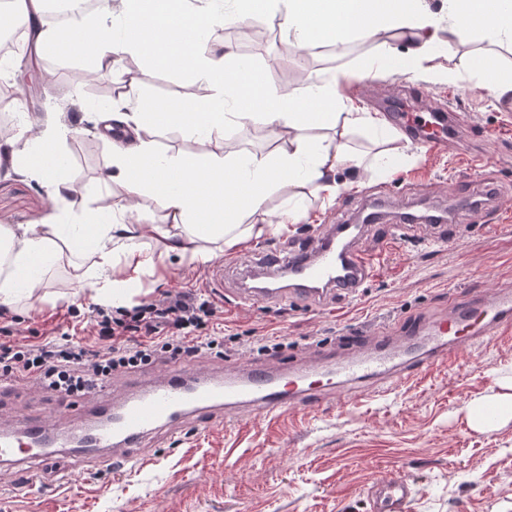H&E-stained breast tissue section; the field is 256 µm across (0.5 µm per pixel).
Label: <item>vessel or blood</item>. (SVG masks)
<instances>
[{
    "mask_svg": "<svg viewBox=\"0 0 512 512\" xmlns=\"http://www.w3.org/2000/svg\"><path fill=\"white\" fill-rule=\"evenodd\" d=\"M434 130L423 142L428 149L446 146L455 112L435 113ZM364 226L329 225L307 248L288 255L265 251L260 262L241 267L237 299L267 306L302 297L325 306L339 294H358L371 277L372 255L361 242ZM512 328V293L479 294L457 303L450 318L433 321L418 342L377 339V350L318 366L283 368L275 360H258L241 372L217 380L190 367L171 369L164 378H141L132 392L113 401L111 387L99 392L104 419L80 429L82 447L71 445V430L49 434L39 420L0 430V467L17 468L30 461L59 457L140 461L149 441L173 438L179 425H201L239 410L273 414L295 405L320 406L326 398L362 385L395 386L418 377L430 366L446 363L487 335ZM413 489L406 477L385 475L367 489L370 512H406Z\"/></svg>",
    "mask_w": 512,
    "mask_h": 512,
    "instance_id": "b4317fda",
    "label": "vessel or blood"
}]
</instances>
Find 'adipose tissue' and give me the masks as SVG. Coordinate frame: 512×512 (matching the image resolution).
I'll return each instance as SVG.
<instances>
[{
    "label": "adipose tissue",
    "instance_id": "ef3b65f1",
    "mask_svg": "<svg viewBox=\"0 0 512 512\" xmlns=\"http://www.w3.org/2000/svg\"><path fill=\"white\" fill-rule=\"evenodd\" d=\"M34 39L18 45L27 57L45 48L87 59L93 71L119 67L129 55L147 56L156 65L191 73L197 95L189 100L158 101L119 92L97 114L106 126L128 129L127 142L111 145L105 179L121 197L104 214L88 213L74 223L0 224V304L14 306L32 297L46 279L65 269L70 285L97 284L100 300L119 305L139 275L157 264L204 263L215 251L239 246L308 217L306 195L324 200L341 189L340 167L352 164L349 137L359 129L385 130L384 119L338 91L337 80L306 77L293 92L267 82L247 65L228 67L232 47L211 37L224 23L216 0H166L164 9H132L131 0H101L92 15L71 24L46 20L47 0H21ZM280 27L288 41L305 46L323 37L337 49L357 36L384 34L382 50L364 69L390 68L395 44L407 46L408 70L444 59L434 69L452 78L456 68L449 47L482 33L512 49V0H448V18L430 12L427 0H282ZM234 114H227V107ZM264 127L276 146L272 157L223 152L228 119ZM150 125L177 127L213 145L205 161L185 162L159 152L146 136ZM67 134L56 112L42 117L20 113L15 133L0 142V163L36 179L51 197L73 202L80 193L65 164L51 162ZM150 194L163 221L147 225L137 206ZM286 194L281 207L272 195ZM153 245L142 248L144 229ZM96 260L75 262L78 247Z\"/></svg>",
    "mask_w": 512,
    "mask_h": 512
}]
</instances>
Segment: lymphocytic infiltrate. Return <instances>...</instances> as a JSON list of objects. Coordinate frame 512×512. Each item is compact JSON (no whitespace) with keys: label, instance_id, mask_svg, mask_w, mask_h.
<instances>
[{"label":"lymphocytic infiltrate","instance_id":"obj_1","mask_svg":"<svg viewBox=\"0 0 512 512\" xmlns=\"http://www.w3.org/2000/svg\"><path fill=\"white\" fill-rule=\"evenodd\" d=\"M224 309L197 291L165 290L124 307H99L90 318L92 342L70 333L39 344L14 338V317L0 306V377L31 381L58 396H85L119 374L150 364H186L206 352L223 353L211 334Z\"/></svg>","mask_w":512,"mask_h":512}]
</instances>
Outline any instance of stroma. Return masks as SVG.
Segmentation results:
<instances>
[{
  "label": "stroma",
  "instance_id": "obj_1",
  "mask_svg": "<svg viewBox=\"0 0 512 512\" xmlns=\"http://www.w3.org/2000/svg\"><path fill=\"white\" fill-rule=\"evenodd\" d=\"M254 20L229 21L220 31L239 54L258 66L271 84L297 89L303 73L340 75L339 91L365 110L388 115L391 106L408 113L453 107L461 116L446 149L430 151L400 136L403 156L390 172L338 175L343 186L329 202L309 199V217L287 230L272 231L217 253L204 264H172L143 273L131 285L128 302L162 289L193 288L224 305V358L206 356L200 371L221 362L258 359L256 341L285 338L280 360L313 352H333L343 337L407 329L447 316L450 298L476 289H512V97L493 99L479 85L475 64L489 47L474 36L457 54L466 58L456 82L435 81L427 70L403 66L374 74L361 70L377 52L381 36L354 39L346 55L304 53L279 33L261 37ZM51 73L24 93L18 111L60 112L70 131L60 144L69 169L84 188L80 204L52 202L36 181L0 168V222L29 224L68 213L99 211L112 202L104 181L102 145L90 117L100 95H112L133 74L146 98L189 99L194 77L164 72L146 58H133L96 75L92 83L72 79L85 72L76 57L43 52L38 63L18 60L16 76L30 67ZM154 146L179 159H201L210 146L183 131H152ZM478 201L499 223H482L461 210L460 201ZM383 202V221L399 223L402 213L422 207L447 211L448 222L463 226L453 241L440 243L423 225L401 240L375 247L373 275L361 297L340 299L325 308L297 302L275 307L239 305L231 297L237 277L231 260L253 252L303 243L330 223L354 220L366 206ZM96 302L90 293L73 295L64 274L48 280L18 312V338L35 344L46 329L66 325L68 310L88 318ZM512 382V335L494 334L480 347L463 351L452 364L430 367L392 389L364 390L348 402L319 408H290L277 414L238 413L196 429L175 442H155L145 463L101 464L68 457L23 470L0 468V512H369L366 488L378 477L400 473L415 484L408 512H512V421L475 429L471 403ZM56 400L30 382L0 393V427L28 419L52 420Z\"/></svg>",
  "mask_w": 512,
  "mask_h": 512
}]
</instances>
